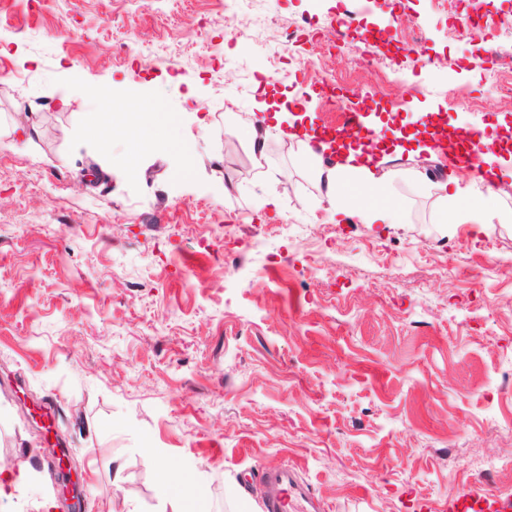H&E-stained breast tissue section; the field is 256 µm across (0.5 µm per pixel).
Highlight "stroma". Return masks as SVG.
I'll list each match as a JSON object with an SVG mask.
<instances>
[{
  "label": "stroma",
  "mask_w": 512,
  "mask_h": 512,
  "mask_svg": "<svg viewBox=\"0 0 512 512\" xmlns=\"http://www.w3.org/2000/svg\"><path fill=\"white\" fill-rule=\"evenodd\" d=\"M483 9L475 34L461 0H0V379L26 388L0 386V512H63L30 399L55 410L81 512H174L155 470L188 465L200 512H259L285 466L326 512L512 500V467L479 476L512 455V223L439 213L448 177L486 184L408 146L378 170L402 223L340 224L297 141L272 131L257 162L247 135L272 100L318 127L382 107L387 138L414 118L477 129L512 210V0ZM349 15L343 44L302 35ZM254 17L262 39L229 43ZM94 88L181 113L193 174L159 148L130 175L122 127L108 152L94 135Z\"/></svg>",
  "instance_id": "obj_1"
}]
</instances>
